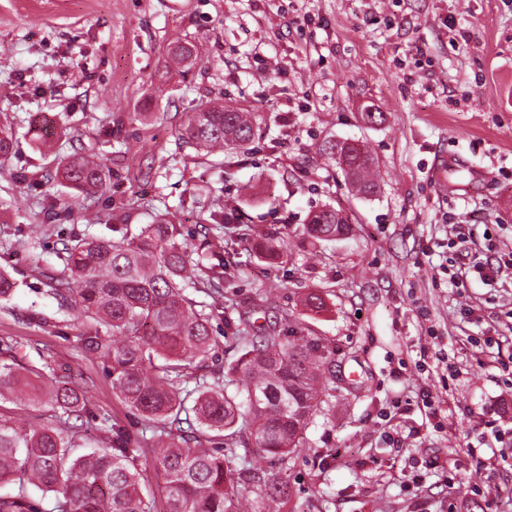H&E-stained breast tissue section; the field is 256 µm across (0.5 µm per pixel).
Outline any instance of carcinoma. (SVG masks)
<instances>
[{
    "mask_svg": "<svg viewBox=\"0 0 512 512\" xmlns=\"http://www.w3.org/2000/svg\"><path fill=\"white\" fill-rule=\"evenodd\" d=\"M256 116L211 104L191 113L186 136L200 150L245 147ZM339 158L362 194L375 191L374 162L363 149L323 148ZM58 180L77 196H88L106 178V164L76 157L59 166ZM306 233L331 240L348 231L336 209L313 213ZM178 229L160 219L131 238L104 235L74 240L65 248L68 275L52 294L60 306L99 329L81 337L107 364L112 387L151 429L150 454L167 483L166 512H254L235 486L262 488L265 512H279L288 484L270 473L263 457L285 466L300 447V435L319 410L322 396L336 390L329 372L334 351L316 340L289 339L276 329L249 335L233 307L224 303V271L179 242ZM203 293L212 302L199 301ZM241 334L242 346L223 380L197 374L216 346L211 320L216 312ZM45 364L26 373L0 365V398L24 394L67 415L88 407L85 393L51 380ZM197 422L188 432L182 424ZM99 448L79 454L69 428L49 423L21 432L0 423V512H41L30 490L51 497V512H153L142 492L141 441L120 427Z\"/></svg>",
    "mask_w": 512,
    "mask_h": 512,
    "instance_id": "cac0c4a2",
    "label": "carcinoma"
}]
</instances>
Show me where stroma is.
Returning a JSON list of instances; mask_svg holds the SVG:
<instances>
[{"instance_id": "stroma-1", "label": "stroma", "mask_w": 512, "mask_h": 512, "mask_svg": "<svg viewBox=\"0 0 512 512\" xmlns=\"http://www.w3.org/2000/svg\"><path fill=\"white\" fill-rule=\"evenodd\" d=\"M179 39L193 65L169 58ZM209 102L256 113L253 141L185 143ZM1 126L14 146L0 157V271L16 289L0 298V363L50 364L85 392L80 448L102 424L137 436L144 423L50 282L70 240L159 217L224 266V296L253 328L336 350V389L279 472L281 512H512V280L449 279L466 260L458 224L489 260L512 259V0H0ZM329 141L367 150L375 194L354 192ZM76 153L110 170L79 201L52 177ZM328 204L348 234L304 238ZM262 236L277 258L257 255ZM311 293L321 309L304 306ZM212 325L210 381L238 345L222 315ZM51 420L0 400L16 429Z\"/></svg>"}]
</instances>
